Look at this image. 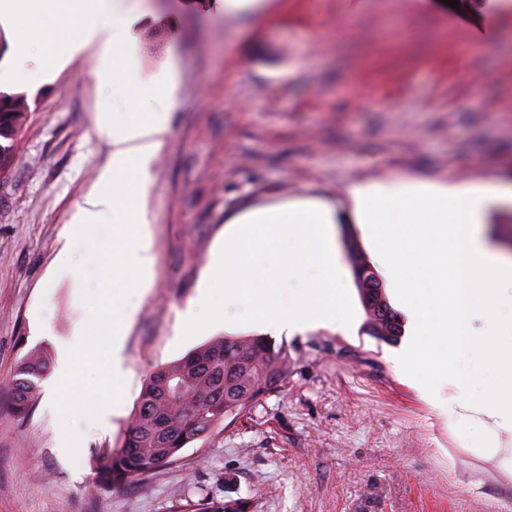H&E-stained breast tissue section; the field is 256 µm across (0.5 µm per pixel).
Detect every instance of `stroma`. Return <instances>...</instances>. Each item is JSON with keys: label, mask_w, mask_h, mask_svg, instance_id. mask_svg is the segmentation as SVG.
<instances>
[{"label": "stroma", "mask_w": 512, "mask_h": 512, "mask_svg": "<svg viewBox=\"0 0 512 512\" xmlns=\"http://www.w3.org/2000/svg\"><path fill=\"white\" fill-rule=\"evenodd\" d=\"M459 0H267L258 15L224 0H125L138 79L100 81L88 45L30 103L10 171L0 176V512H512V471L480 457V423L460 422L447 379L402 370L408 336H371L344 242L336 252L356 319L278 335L288 375L229 426L134 482L96 492L93 465L113 447L149 374L222 336L242 306L195 307L224 222L260 204L324 200L406 176L512 186V6ZM174 61L179 94L151 170L150 287L113 276L111 225L64 235L111 160L98 113L122 117ZM128 319L120 390L111 350L74 349L90 321ZM48 375L75 364L57 409L24 415L10 379L32 348Z\"/></svg>", "instance_id": "stroma-1"}]
</instances>
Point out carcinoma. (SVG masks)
<instances>
[{
  "label": "carcinoma",
  "mask_w": 512,
  "mask_h": 512,
  "mask_svg": "<svg viewBox=\"0 0 512 512\" xmlns=\"http://www.w3.org/2000/svg\"><path fill=\"white\" fill-rule=\"evenodd\" d=\"M30 112L23 94L0 92V172L14 162L17 137ZM371 335L395 342L402 335L401 316L390 305L377 273L357 285ZM47 353L29 351L12 378L15 411L26 413L37 401L48 367ZM288 373V350L262 336L221 337L185 357L151 372L124 436L97 457L94 480L101 489L115 487L173 461L188 444L208 436L260 401ZM165 376L180 391H168Z\"/></svg>",
  "instance_id": "carcinoma-1"
}]
</instances>
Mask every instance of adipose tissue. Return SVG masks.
Here are the masks:
<instances>
[{
  "label": "adipose tissue",
  "mask_w": 512,
  "mask_h": 512,
  "mask_svg": "<svg viewBox=\"0 0 512 512\" xmlns=\"http://www.w3.org/2000/svg\"><path fill=\"white\" fill-rule=\"evenodd\" d=\"M27 19L44 38L59 31L68 37L47 53L14 51L11 68L0 73L6 81L46 79L66 57L97 44L102 60L115 55L116 43L134 39L132 20L121 0H0V25L14 29ZM165 106H155L149 94L129 103L122 120L100 114L97 135L112 145V161L100 176L97 190L78 206L72 227L112 224V260L132 272L151 265L145 243L149 222L146 200L150 170L168 132V104L176 100L173 73L162 80ZM353 213L378 245L396 295L410 311L412 342L402 367L416 366L424 350L438 338L449 346L479 352L482 362L498 374L481 393L462 392L458 406L465 413L488 418L480 451L495 458L501 433H512V318H504L498 287L512 284V259L491 244L484 232L494 201L512 189L496 182H417L392 179L356 183L347 190ZM336 212L322 202L302 201L259 207L228 219L224 247L213 260L199 290V303L222 291L228 305H245L244 323L264 330L293 333L313 327L347 326L353 317L345 289L336 283L338 259L333 237ZM310 264L323 276L310 283L296 302L279 299L280 280ZM484 321L474 330V316ZM122 321L111 327L88 324L78 347L111 348L112 378L120 380Z\"/></svg>",
  "instance_id": "obj_1"
}]
</instances>
